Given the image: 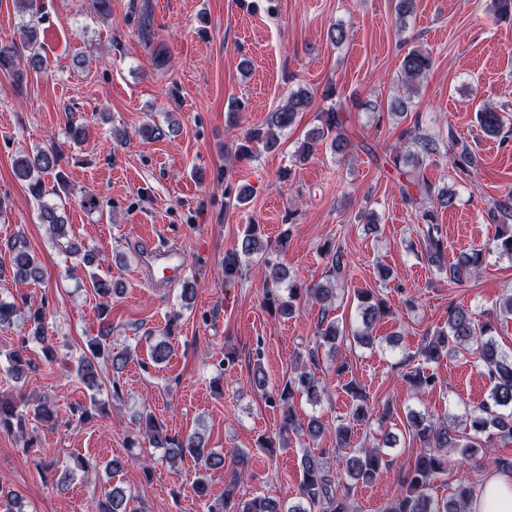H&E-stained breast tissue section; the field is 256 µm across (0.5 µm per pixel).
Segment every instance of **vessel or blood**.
<instances>
[{
	"label": "vessel or blood",
	"mask_w": 512,
	"mask_h": 512,
	"mask_svg": "<svg viewBox=\"0 0 512 512\" xmlns=\"http://www.w3.org/2000/svg\"><path fill=\"white\" fill-rule=\"evenodd\" d=\"M133 247L141 261L138 278L149 287L171 288L185 278L188 260L181 248L163 244L151 234L137 235Z\"/></svg>",
	"instance_id": "1"
}]
</instances>
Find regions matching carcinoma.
<instances>
[{
    "mask_svg": "<svg viewBox=\"0 0 512 512\" xmlns=\"http://www.w3.org/2000/svg\"><path fill=\"white\" fill-rule=\"evenodd\" d=\"M24 68L41 70L45 59L36 27L23 28L20 41L14 40L7 44L0 42V71L14 74L17 81H22L24 72L16 69L19 63ZM432 66L430 53L415 47L402 58L400 71L402 85L410 91L416 82L424 78ZM312 105L310 92L299 87L290 92L286 104L270 114L267 128L250 129L239 143L236 153L243 157H255L262 152H272L280 145L281 131L290 127L297 115L306 112ZM347 108L344 102L336 101L327 105L318 113L319 126L310 130L297 151L298 160H308L317 147L330 141L332 149L342 154L349 148L344 135V113ZM479 125L484 134L497 137L504 128L503 113L491 106L478 111ZM402 136L409 138L418 150L414 153L396 154L391 159V166L405 171L407 181L417 190L412 194L410 189L403 191L405 202L417 205L421 197L431 196L433 185L421 172L423 160L437 154L439 143L435 136L424 132L419 122H414ZM59 154L54 149H43L33 155L16 160L14 175L29 185L30 194L37 200L43 195L41 175L53 171L58 166ZM437 200L444 206H451L454 194L447 188L436 193ZM44 223L59 240L68 237L67 224L64 216L57 208L45 205L42 208ZM421 220L426 224L424 231L425 255L427 260L440 270L448 271V279L453 283H462L469 279L482 266L485 253L481 249L462 252L450 263L445 262V246L439 225L435 224L433 212H422ZM269 249L261 238L258 224L247 227L234 254L224 264V278L233 282L243 275V265L239 256L257 257L263 261L264 284L266 288L265 303L276 308L283 315H290L294 310L295 301L306 296L311 302L322 306L321 318L317 323V338L313 347L306 351V363L292 373L288 380L271 392L269 403L280 412L281 447H288L290 437L306 435L316 440L327 431L324 422L318 417L309 418L302 424L297 419L294 399L302 395L316 403L324 393V386L316 377L311 367L320 364V357L327 354L336 359V375L349 373V364L345 359H338L337 349L344 343H355L370 346L374 337L371 334L373 325L389 315L385 300L372 291L361 289L356 293L357 311L362 328H350L346 324L329 316L328 307L336 301V288L332 281L317 283L308 288L300 289L291 280L286 264L279 259L268 257ZM327 259L331 262V272L339 275L346 265V256L339 248H326ZM13 276L21 282L35 281L39 278L40 267L35 259L25 251L16 252L11 259ZM90 282L95 293L103 298H110L120 292L112 281L95 273L90 275ZM288 286V299H282L280 288ZM495 328L491 323H483L475 319L473 313L461 306L448 308L447 326L436 330L426 337L423 344L406 360L413 363L412 370L406 379L413 389L425 391L436 386L437 376L427 372L426 366L437 364L450 353L472 350L488 378L490 388L486 401L466 412V423L470 435L462 437L448 428V421L435 419L423 413L411 410L407 415V427L420 443V451L413 464L400 476V492L382 510V512H466L474 489L469 483L460 482L452 488L451 494L445 497L434 495L437 482L448 472V449L455 448L464 458H471L480 447L479 437L488 435L499 441L512 444V354L501 350L494 336ZM106 334H101L88 343L87 351L77 359L78 372L84 383L94 388L98 386L96 364L100 359L112 361V368L121 370L127 357L122 353H114L106 343ZM171 355V345L160 340L151 345L148 358L155 364L166 362ZM33 368L30 359L21 351L11 355L8 372L16 380L21 379ZM346 393L356 402L350 421L339 420L334 429L336 449H342L350 443L353 423L360 422L368 416V396L355 382L344 384ZM25 414L19 407L0 401V431H12L23 427ZM142 432L157 448L166 449L169 460L175 462L189 454L195 457L202 467L218 469L224 466V456L206 448L205 439L198 433H191L184 438H175L167 434L163 424L153 415L144 417ZM398 442L396 434L388 432L384 435L381 445L372 448H361L347 460L346 476L349 482L338 486L335 477L324 463V455L330 449L323 448L319 454L305 453L301 459V481L299 502L287 508L277 500L257 496L251 499L236 500L230 492L224 493L219 512H353L348 502L350 484L372 481L384 468L389 466L381 452V447L392 448ZM248 457L237 451L232 457L229 470L230 484L234 485L247 472ZM96 512H138L133 506V497L112 485L98 496Z\"/></svg>",
    "mask_w": 512,
    "mask_h": 512,
    "instance_id": "carcinoma-1",
    "label": "carcinoma"
}]
</instances>
